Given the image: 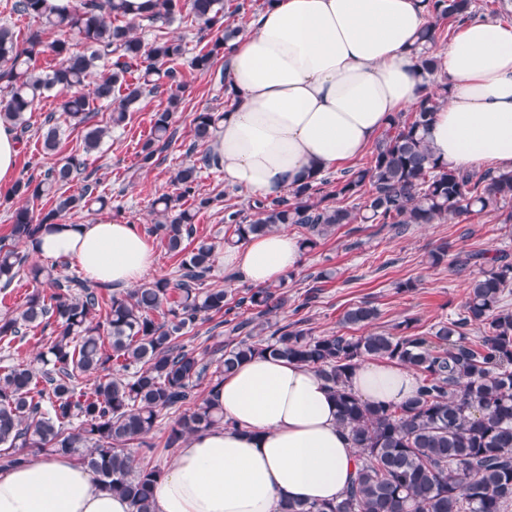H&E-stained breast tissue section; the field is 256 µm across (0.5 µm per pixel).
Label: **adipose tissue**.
<instances>
[{"instance_id": "obj_1", "label": "adipose tissue", "mask_w": 512, "mask_h": 512, "mask_svg": "<svg viewBox=\"0 0 512 512\" xmlns=\"http://www.w3.org/2000/svg\"><path fill=\"white\" fill-rule=\"evenodd\" d=\"M429 21L424 0H271L244 20L247 36L226 53L233 106L214 140L225 183L272 198L368 150L426 92L414 47ZM433 54L448 77L427 136L435 156L461 170H512V23L467 21ZM26 248L117 288L155 263L151 241L116 218L56 224ZM224 265L263 287L297 271L302 250L283 226L250 236ZM346 383L369 403L400 405L419 377L375 359L357 362ZM215 402L224 426L178 448L155 490L157 512H281L342 498L360 453L315 368L253 357L225 374ZM97 481L70 458L36 456L0 472V512H131Z\"/></svg>"}]
</instances>
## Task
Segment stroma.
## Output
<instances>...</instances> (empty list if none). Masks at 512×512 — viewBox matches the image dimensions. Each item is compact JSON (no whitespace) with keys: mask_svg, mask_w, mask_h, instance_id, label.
<instances>
[{"mask_svg":"<svg viewBox=\"0 0 512 512\" xmlns=\"http://www.w3.org/2000/svg\"><path fill=\"white\" fill-rule=\"evenodd\" d=\"M185 76L187 84L174 117L176 135L160 165L147 171L138 169L136 153L149 133L152 114L167 104L163 96L146 98L130 123L112 131L101 149L88 157L89 168L100 180V191L112 199V216L132 221L147 236H151L156 222L152 201L172 193L174 172L196 158L190 150L194 112L228 107L219 73L189 70ZM54 108L53 100L46 99L32 112L29 130L20 143L16 175L43 173L55 163L58 154L79 145V132L69 130L58 153L44 151L39 129ZM199 183L202 193L222 195L223 204L198 214L196 233L223 239L225 206L247 209L250 195L226 190L222 172L214 168L202 170ZM444 241L453 255L470 251H483L490 256L500 251L512 254V231L505 228L496 211L463 214L438 224H414L401 237L392 236L375 224H348L315 250L304 253L302 266L288 279V306L276 320L282 324L294 320L293 308L303 301L315 276L332 269L335 279L324 283L318 302L305 311L314 335H349V328L341 323L342 315L363 301L372 302L379 310L373 324L375 331H392L407 319L419 331H428L438 321L456 316L469 279L479 273L475 267L456 270L448 262L430 266V251ZM407 280L413 282L412 290L401 289V282Z\"/></svg>","mask_w":512,"mask_h":512,"instance_id":"stroma-1","label":"stroma"}]
</instances>
